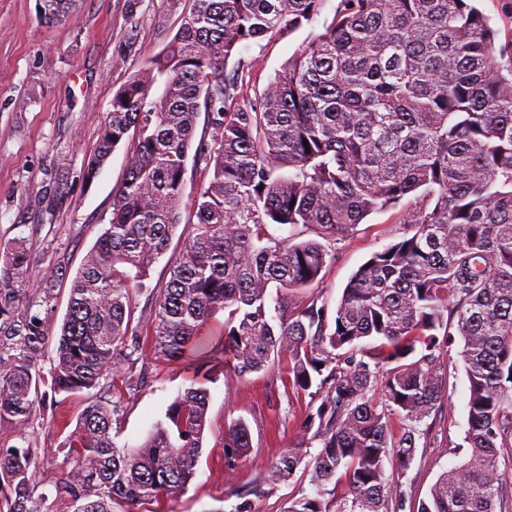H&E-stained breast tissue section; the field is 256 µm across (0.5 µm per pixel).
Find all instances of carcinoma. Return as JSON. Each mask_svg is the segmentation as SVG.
Masks as SVG:
<instances>
[{"instance_id":"obj_1","label":"carcinoma","mask_w":512,"mask_h":512,"mask_svg":"<svg viewBox=\"0 0 512 512\" xmlns=\"http://www.w3.org/2000/svg\"><path fill=\"white\" fill-rule=\"evenodd\" d=\"M77 0H41L58 22ZM179 27L112 97L82 171L93 183L126 149L111 218L70 281L57 342L48 336L56 259L33 284L22 238L0 245V421L19 427L40 385L84 397L66 447L76 464L56 485L76 512H112L183 491L196 476L209 391L218 374L287 361V384L317 404L302 424L320 444L291 448L270 482L304 468L313 493L285 512H404L425 420L448 395L443 349L458 336L469 382L466 459L443 471L416 512H512V38L472 0H337L331 19L255 96L224 76L242 47L312 22L325 0H164ZM159 97L150 98L155 85ZM202 131H197L200 113ZM200 185L185 199L188 169ZM416 194L407 232L350 277L334 314L318 298L329 256L369 215ZM169 280L144 309L154 353L192 370L189 385L133 451L112 438L117 405L96 393L119 360L147 371L136 286L163 257ZM313 230L272 238L267 225ZM132 270L131 276L127 270ZM280 294L271 297L270 289ZM228 311L214 342L212 318ZM53 347L44 377L41 358ZM401 422L394 431L391 420ZM251 448L247 425L224 434L233 468ZM34 450L0 452V512H43ZM396 473H387V466ZM350 497L333 510L328 485Z\"/></svg>"}]
</instances>
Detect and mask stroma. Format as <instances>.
Wrapping results in <instances>:
<instances>
[{"label":"stroma","mask_w":512,"mask_h":512,"mask_svg":"<svg viewBox=\"0 0 512 512\" xmlns=\"http://www.w3.org/2000/svg\"><path fill=\"white\" fill-rule=\"evenodd\" d=\"M336 4L326 0L320 19L241 50L229 59L228 71H241L263 88L320 32ZM162 9V0H81L72 19L48 24L37 0H0V242L26 240L32 256L29 280H39L49 260L60 256L77 271L111 216L112 191L126 175L125 146L113 151L92 184L83 182L81 172L96 148L113 94L178 28L176 17L164 16ZM33 198L42 208L30 207ZM413 204V197H405L397 208L368 216L348 239L329 243L331 257L317 290L328 308L336 307L359 266L404 234L403 215ZM462 349V341H454L444 358L449 403L419 440L403 478L417 500L465 458L458 450L467 430L469 394ZM284 373V363L274 358L265 370L209 383L196 477L182 492L162 499V512H231L239 494L255 486L260 492L251 498L252 512H284L293 496L311 492L303 471L275 485L267 479L271 461L288 449L301 445L314 454L319 447L301 430L310 398L285 391ZM187 385L180 366L156 357L144 379L115 376L118 447H138ZM83 408L81 398L60 394L37 403L25 427L0 423V451L35 448L34 495L47 512H75V503L56 498L54 485L75 465L64 444ZM239 421L249 427L251 448L230 470L224 465V434Z\"/></svg>","instance_id":"1"}]
</instances>
